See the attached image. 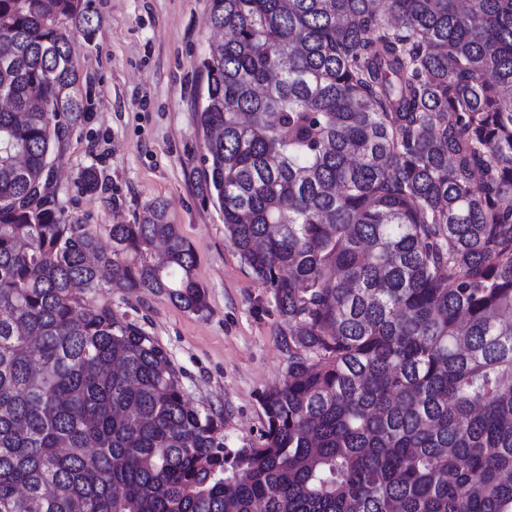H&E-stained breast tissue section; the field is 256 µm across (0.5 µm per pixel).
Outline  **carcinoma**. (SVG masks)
Returning <instances> with one entry per match:
<instances>
[{
	"mask_svg": "<svg viewBox=\"0 0 512 512\" xmlns=\"http://www.w3.org/2000/svg\"><path fill=\"white\" fill-rule=\"evenodd\" d=\"M209 16L204 190L288 324L264 429L226 447L96 300L207 309L167 203L102 233L56 207L86 111L57 21L90 33V0H0V512H512V0Z\"/></svg>",
	"mask_w": 512,
	"mask_h": 512,
	"instance_id": "carcinoma-1",
	"label": "carcinoma"
}]
</instances>
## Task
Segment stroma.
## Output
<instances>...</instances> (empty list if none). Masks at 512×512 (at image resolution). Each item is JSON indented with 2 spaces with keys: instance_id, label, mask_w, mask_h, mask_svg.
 <instances>
[{
  "instance_id": "1",
  "label": "stroma",
  "mask_w": 512,
  "mask_h": 512,
  "mask_svg": "<svg viewBox=\"0 0 512 512\" xmlns=\"http://www.w3.org/2000/svg\"><path fill=\"white\" fill-rule=\"evenodd\" d=\"M99 21L72 62L86 96L81 122L56 160V202L70 224H134L148 204L169 217L196 252L193 274L207 308L189 312L162 295L112 292L99 303L137 323L182 375L190 405L224 416V442L240 448L264 425L262 392L282 382L286 326L224 235V215L201 190L205 134L200 70L215 38L209 0H93ZM96 169L98 193H82Z\"/></svg>"
}]
</instances>
